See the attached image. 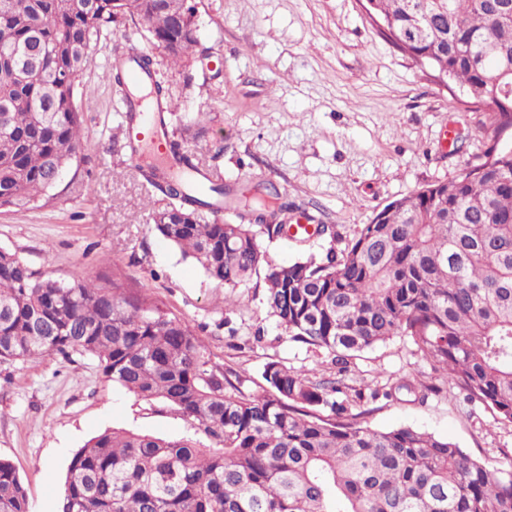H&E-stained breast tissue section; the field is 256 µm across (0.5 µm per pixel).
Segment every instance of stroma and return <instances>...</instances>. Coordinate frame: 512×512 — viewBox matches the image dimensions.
Instances as JSON below:
<instances>
[{
  "instance_id": "35a3bbf8",
  "label": "stroma",
  "mask_w": 512,
  "mask_h": 512,
  "mask_svg": "<svg viewBox=\"0 0 512 512\" xmlns=\"http://www.w3.org/2000/svg\"><path fill=\"white\" fill-rule=\"evenodd\" d=\"M191 2L204 55L173 67L161 49L132 41L154 57L180 112L203 121L205 133L188 137L187 148L227 185L274 186L289 205L286 223L335 227L332 240L263 241L272 260L343 252L392 201L484 161L487 109L391 43L365 0ZM131 28L128 21L113 24L93 44L80 77V164L39 208L0 209V248L66 283L120 277L188 322L212 362L243 378L245 392L262 393L271 361L317 380L335 378L326 351L276 326L262 285L236 288L234 304L225 307L226 288L155 230L151 213L164 197L145 187L134 166L126 120L114 111L104 79ZM430 374L412 343L396 337L350 357L346 378L367 393ZM372 406V428L429 432L492 467L512 450V425L458 394L421 402L404 392ZM113 428L205 439L189 421L108 380L92 356L0 363V458L14 465L30 512H56L73 455Z\"/></svg>"
}]
</instances>
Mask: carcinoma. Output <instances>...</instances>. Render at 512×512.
Segmentation results:
<instances>
[{
	"instance_id": "1",
	"label": "carcinoma",
	"mask_w": 512,
	"mask_h": 512,
	"mask_svg": "<svg viewBox=\"0 0 512 512\" xmlns=\"http://www.w3.org/2000/svg\"><path fill=\"white\" fill-rule=\"evenodd\" d=\"M370 2L393 44L490 110L493 141L512 130V0ZM125 14L170 65L197 53L188 0H0V208L36 207L77 162L76 81L92 42ZM131 62L180 119L152 58ZM125 63L115 58L107 78L131 121L142 100ZM166 145L173 168L140 170L166 198L153 223L208 278L233 291L263 275L269 315L292 340L326 350L340 374L351 354L406 336L434 371L424 391L456 389L512 424V146L393 201L341 256L330 248L277 264L259 238L285 236L288 202L233 194L181 141ZM52 353L95 357L109 380L213 441L106 430L73 456L58 512H512V468L428 432L370 427L365 396L349 397L343 379L271 361L267 393L252 396L188 323L123 282L61 283L0 249V362ZM0 512H29L4 459Z\"/></svg>"
}]
</instances>
